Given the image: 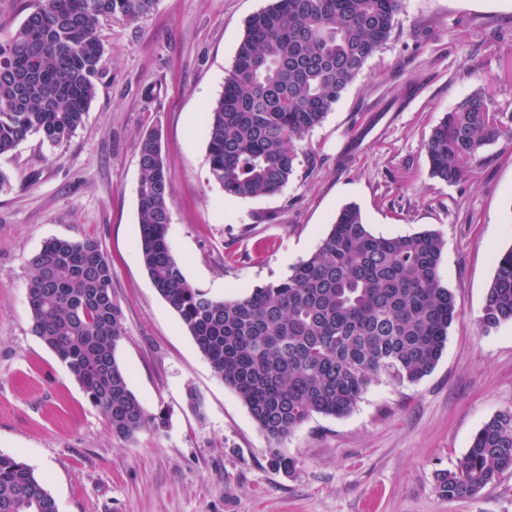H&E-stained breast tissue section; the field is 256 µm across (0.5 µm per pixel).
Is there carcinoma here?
Here are the masks:
<instances>
[{
	"label": "carcinoma",
	"mask_w": 512,
	"mask_h": 512,
	"mask_svg": "<svg viewBox=\"0 0 512 512\" xmlns=\"http://www.w3.org/2000/svg\"><path fill=\"white\" fill-rule=\"evenodd\" d=\"M155 0H30L0 43V156L31 136L59 145L83 126L97 94L104 43L100 21L136 20ZM402 0H274L247 21L224 92L204 111L212 180L228 199L275 195L294 175L306 141L389 40ZM506 131L480 92L425 137L430 177L462 180L467 164ZM137 249L150 281L177 313L215 374L235 391L290 472L279 448L310 417L354 411L373 378L416 382L438 363L460 315L442 285L445 246L434 231L377 236L355 205L284 279L219 299L185 277L167 241L170 186L158 133L138 142ZM32 332L83 387L112 435L133 440L166 427L129 385L116 357L125 337L112 297V260L101 243L53 238L32 259ZM512 321V248L496 259L480 317L489 332ZM512 470V412L479 429L454 469L438 477L450 498L477 494ZM0 512H58L45 482L0 454Z\"/></svg>",
	"instance_id": "carcinoma-1"
}]
</instances>
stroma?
Returning <instances> with one entry per match:
<instances>
[{"label": "stroma", "instance_id": "obj_1", "mask_svg": "<svg viewBox=\"0 0 512 512\" xmlns=\"http://www.w3.org/2000/svg\"><path fill=\"white\" fill-rule=\"evenodd\" d=\"M271 2L157 0L137 20L104 18L84 125L62 144L33 137L0 156V454L43 478L58 512H512V472L452 500L437 483L486 421L512 412V322L488 333L479 322L495 258L512 248V0H403L390 39L312 131L313 153L282 192L228 200L209 179L202 111L224 90L248 18ZM405 86L415 93L395 108ZM477 91L508 134L458 183L430 178L425 136ZM152 128L171 186L167 239L210 296L284 278L349 204L376 235L439 233L441 279L461 314L434 370L373 381L348 416H313L281 445L294 470L273 467L267 437L136 248L137 144ZM88 237L112 258L126 330L117 359L147 411L168 418L132 441L112 435L31 330L33 256L50 239Z\"/></svg>", "mask_w": 512, "mask_h": 512}]
</instances>
